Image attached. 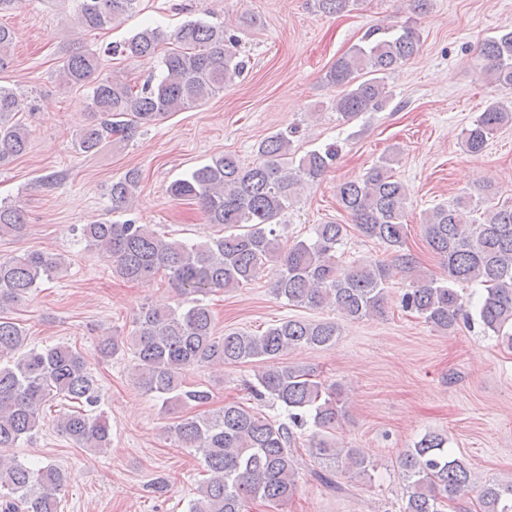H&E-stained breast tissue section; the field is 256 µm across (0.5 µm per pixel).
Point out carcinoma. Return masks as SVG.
<instances>
[{
  "label": "carcinoma",
  "mask_w": 512,
  "mask_h": 512,
  "mask_svg": "<svg viewBox=\"0 0 512 512\" xmlns=\"http://www.w3.org/2000/svg\"><path fill=\"white\" fill-rule=\"evenodd\" d=\"M77 25L84 30L110 27L133 13L139 0H76ZM324 14L346 11L354 0H316ZM16 36L0 26V70L13 61ZM420 42L406 23L397 31L370 30L364 45L341 56L326 72L327 83L342 88L336 111L345 123L364 112L380 111L392 94L385 75L409 61ZM235 41L221 24L189 20L173 32L145 28L105 53L137 58L163 52L161 79L131 84L118 75L102 74L100 53L76 50L61 58L56 80L65 88L92 85V120L74 142L94 154L106 143L129 142L139 128L194 108L224 90L244 70V61L230 49ZM479 71L498 88L512 90V31L485 40ZM36 110L35 100L0 86V166L24 154L30 130L18 115ZM512 123V110L490 103L463 129V146L479 155L490 139ZM291 141L282 133L258 147V161L244 166L231 154L214 157L168 187L176 200L198 204L205 222L221 235L202 241L167 240L150 224L128 219L122 223L85 224L81 236L112 263L120 277L143 282L161 271L178 296L176 306H151L142 312L128 336H105L96 345L104 359L132 354V375L140 390L163 403L209 401L204 390L183 389L184 373L212 364L263 362L249 386L253 398H269L288 412L292 426L277 423L235 401L215 412L185 417L173 427L183 448L201 455L210 478L197 488L188 512H247L253 503L270 508L291 501L297 492V459L291 427L313 423L310 453L320 465L316 477L336 486L340 468L366 471L365 459L353 449L342 451L324 432L336 427L344 407L342 392L327 387L298 366L282 362L291 349L332 347L338 328L333 322L286 319L260 335L214 333L212 311L203 297L254 281L271 262L280 263L273 292L288 304L305 308L330 305L353 319L383 312L385 288L396 274H411L416 265L403 252L406 242L408 187L395 178L393 159L378 161L360 179L337 187L342 209L362 237L375 240L394 255V262L358 261L344 267L336 253L348 225L316 224L311 236L284 243L280 217L302 192L319 182L336 160V145L313 149L298 161L289 160ZM141 174L128 170L112 182V211L133 207ZM472 197L459 196L435 206L423 220L424 238L444 264L445 278L417 276L402 295V307L417 313L434 328L447 332L459 322L478 319L485 331L512 347V205H490L480 221L467 220ZM26 229L23 209L0 203V235H21ZM64 259L41 252L0 259V311L19 302L40 281L56 276ZM477 284L485 294L477 304L458 286ZM0 449L14 448L40 426L44 405L60 397L95 407L98 380L84 367L83 355L69 345L31 348L15 322L0 317ZM56 426L79 448L110 445L109 424L102 415L73 410L57 418ZM407 495L402 512H442L464 498L475 481L469 468L448 448L440 434L423 437L399 460ZM65 483L53 465L31 469L13 463L0 470V512H58ZM480 512H512V481L488 483L478 497Z\"/></svg>",
  "instance_id": "obj_1"
}]
</instances>
